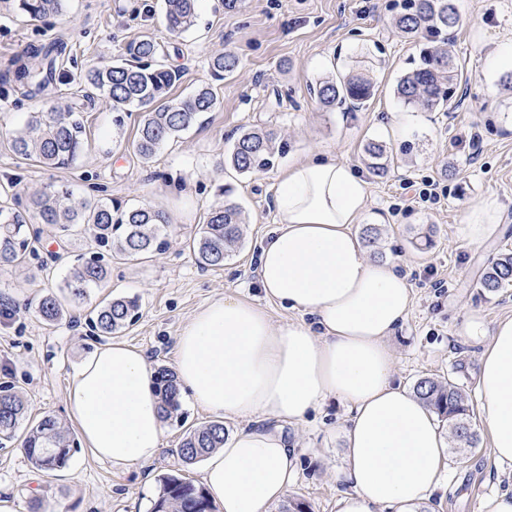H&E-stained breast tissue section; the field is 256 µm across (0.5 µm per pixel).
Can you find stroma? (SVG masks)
<instances>
[{
	"instance_id": "stroma-1",
	"label": "stroma",
	"mask_w": 512,
	"mask_h": 512,
	"mask_svg": "<svg viewBox=\"0 0 512 512\" xmlns=\"http://www.w3.org/2000/svg\"><path fill=\"white\" fill-rule=\"evenodd\" d=\"M458 4L461 21L449 37L462 67L461 101L454 111L430 112L404 105L395 94L420 53L419 44L395 29L403 0H242L234 11L221 0H199L194 26L176 38L167 35L160 0H65L61 13L37 19L19 10L16 0H0V190L10 189L20 210L33 190L62 185L75 204L112 199L163 209L171 217L166 248L138 258L98 246L83 226L68 236L42 227L21 263L0 270V308L10 313L0 323V384L15 387L29 415L66 421L71 377L107 341L91 322L93 311L115 298L137 300V317L118 337L140 347L156 369L173 368L181 326L215 298L244 297L262 304L273 323L294 320V313L265 299L258 260L266 232L281 221L275 205L279 168L295 156L327 151L366 179L368 207L360 223L380 229L376 259L391 263L412 290L411 308L391 340L397 382L410 389L422 377L449 379L468 397L477 445L447 448V479L429 512H479L486 497L512 492V466L495 459L481 426L476 382L483 344L465 331L471 315L488 332L512 318V285L495 292L477 286L501 253L512 252V87L503 82L512 67L484 66L488 54L512 41V0ZM146 35L165 40L164 64L182 72L169 101L207 84L217 98L214 111L148 163L135 150L139 112L125 113L123 125H116L111 104L84 81L89 70L122 59L126 44ZM56 40L67 45L57 59L61 83L49 95L24 96L18 64L38 68L33 48ZM226 52L237 56L239 67L213 80L209 64ZM354 71L374 85L367 105L324 109L315 83ZM71 108L85 126L74 161L48 167L10 150L13 133L30 113ZM400 115L409 122L398 131L393 119ZM246 126L276 131L284 154L275 168L242 175L225 166V152ZM371 140L390 150L386 176L368 167L364 146ZM430 179L446 189L440 204L415 199ZM221 185L246 215L244 238L223 267L205 268L192 241ZM490 194L503 205L499 233L484 245H468L457 226ZM78 254L103 257L108 277L70 317L47 323L39 301L56 290ZM435 279L441 287H432ZM181 411V420L167 422L159 455L145 465L114 468L78 442L67 467L49 475L30 464L19 444L0 448V498L13 500L17 512H152L160 477L176 472L196 484L202 478V462H181L175 450L211 415L186 393ZM344 416L343 406L332 401L284 429L298 458L288 497L304 501L310 512H335Z\"/></svg>"
}]
</instances>
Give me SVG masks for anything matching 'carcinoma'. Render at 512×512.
Instances as JSON below:
<instances>
[{"label": "carcinoma", "instance_id": "carcinoma-1", "mask_svg": "<svg viewBox=\"0 0 512 512\" xmlns=\"http://www.w3.org/2000/svg\"><path fill=\"white\" fill-rule=\"evenodd\" d=\"M198 0H162L166 30L172 37L188 31L196 17ZM63 0H19V9L32 17H46L61 11ZM460 13L456 0H406L404 13L396 21L398 31L406 38H423L420 64L407 73L396 87L397 98L407 106L427 110H449L455 105L454 86L461 69L448 50V31L456 27ZM66 48L54 41L36 50L42 56L36 90L48 93L59 81L56 60ZM164 53V46L154 37L129 43L125 49L127 61L95 68L88 74L89 83L112 103L116 111L129 107L142 110L136 151L150 161L170 139L193 126L205 112L216 106V96L209 87H201L192 95L176 102L167 101V93L181 79L178 71L150 61ZM238 59L230 52L216 56L211 62L215 79L236 70ZM315 94L323 108L330 110L345 102L351 109L365 106L373 95L372 82L361 74H353L338 84L324 80ZM85 129L71 112H35L25 126L11 139L14 153L34 157L46 166H56L74 160L83 148ZM368 165L383 176L389 158L386 147L369 142L364 148ZM282 147L271 129L248 127L234 140L224 163L241 174H256L274 165ZM40 224L68 232L84 224L96 237L111 244L114 252L126 257H140L158 251L164 245L163 231L170 219L150 207L122 210L98 201L68 203V192L45 189L32 193L26 213L0 205V269L11 267L27 252L26 216ZM242 210L225 201L214 205L193 239V250L200 264L206 267L224 266V261L241 243L244 235ZM107 278V269L98 258L77 259L60 285V294L49 293L39 303L41 317L50 323L61 320L69 308L84 303L88 290ZM512 283V253L497 258L479 282L480 288L495 292ZM137 309L136 301L117 298L97 310L95 323L101 332L112 334L128 325ZM155 385L161 395L165 420L181 417L179 389L172 371L161 367L155 372ZM414 392L445 423L457 445L474 448L477 437L471 427L468 399L451 380L422 377L414 384ZM23 432V449L33 467L45 473L65 468L71 458L73 441L62 424L51 416L33 419L27 413L24 399L12 386H0V441L14 440ZM228 430L224 422L204 423L186 434L177 454L185 463L202 459L217 448L224 447ZM212 506L204 487L175 475L162 478L158 500L153 512H211Z\"/></svg>", "mask_w": 512, "mask_h": 512}]
</instances>
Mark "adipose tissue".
Segmentation results:
<instances>
[{
  "label": "adipose tissue",
  "mask_w": 512,
  "mask_h": 512,
  "mask_svg": "<svg viewBox=\"0 0 512 512\" xmlns=\"http://www.w3.org/2000/svg\"><path fill=\"white\" fill-rule=\"evenodd\" d=\"M280 224L261 252L265 297L299 314L274 324L264 308L224 296L182 326L174 365L194 403L240 420L211 452L202 480L220 512H271L297 468L283 426L305 422L329 400L347 403L343 486L335 512H425L445 468L446 439L430 409L393 381L390 340L411 303L407 281L370 260L354 230L368 206L365 179L330 154L292 160L277 176ZM496 196L473 206L460 237L479 246L497 236ZM312 316L314 324L303 323ZM478 382L482 425L499 462L512 464V319L485 332ZM144 352L123 342L98 348L76 370L66 410L96 458L125 468L152 462L166 427Z\"/></svg>",
  "instance_id": "ef3b65f1"
}]
</instances>
